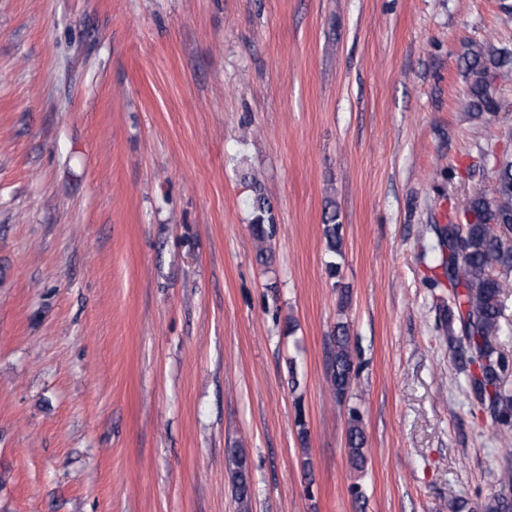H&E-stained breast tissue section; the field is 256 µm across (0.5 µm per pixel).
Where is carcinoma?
<instances>
[{
	"mask_svg": "<svg viewBox=\"0 0 512 512\" xmlns=\"http://www.w3.org/2000/svg\"><path fill=\"white\" fill-rule=\"evenodd\" d=\"M463 61L469 77V109L489 123L501 109L493 83L512 78V50L473 42ZM254 189L256 215L251 228L254 238L264 243L273 237L275 220L260 184L254 183ZM463 210L472 213L474 220L433 225L440 246L460 240V249L440 256L448 283L457 290L454 307L448 309L446 317L449 340L456 345L457 359L467 371L469 390L484 395L493 422L512 427V372L507 355L499 349L500 338L507 332L503 324L505 300L512 293L508 277L512 272V157L498 161L492 189L471 195ZM340 231L338 215L332 210L326 217L324 236L327 250L335 254L342 249ZM335 340L329 382L334 397L342 400L352 384L353 365L346 328L341 323L336 326ZM347 444L351 465L361 468L365 435L355 410L350 415ZM232 461L238 500L243 505L248 499V474L240 455L233 454ZM499 484L501 491L488 498L483 512H512V463L501 470Z\"/></svg>",
	"mask_w": 512,
	"mask_h": 512,
	"instance_id": "obj_1",
	"label": "carcinoma"
}]
</instances>
